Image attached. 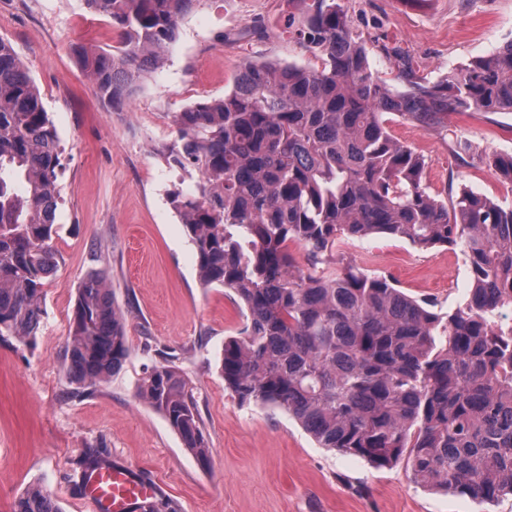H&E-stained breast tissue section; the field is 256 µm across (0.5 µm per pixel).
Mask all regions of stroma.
I'll return each instance as SVG.
<instances>
[{"mask_svg":"<svg viewBox=\"0 0 512 512\" xmlns=\"http://www.w3.org/2000/svg\"><path fill=\"white\" fill-rule=\"evenodd\" d=\"M368 49L372 70L393 90L400 59L434 83L512 40V0H338ZM303 0H200L178 22L163 63L122 107L105 105L75 47L109 48L116 32L85 0H0L8 40L38 86L60 138L64 173L53 245L60 256L45 286L34 341L0 336V512L29 484L49 489L62 512H82L68 479L84 449L168 488L158 512H512V496L490 503L413 482L405 463L377 468L332 448L278 407L240 404L221 373L224 340L244 317L232 292L203 287L194 246L168 202L173 185L196 188L166 153L174 115L223 97L246 61L310 67L314 57L286 31ZM391 134L426 161L432 196L464 186L512 205V185L479 162L512 154V112H456L425 126L398 114ZM470 146L456 153L457 141ZM337 250L370 274L393 276L402 291L448 313L470 288L459 251L419 250L376 235ZM105 270L126 325L129 356L88 394L75 393L64 364L77 288ZM170 365L193 387L209 442L201 464L165 418L139 398L141 378Z\"/></svg>","mask_w":512,"mask_h":512,"instance_id":"obj_1","label":"stroma"}]
</instances>
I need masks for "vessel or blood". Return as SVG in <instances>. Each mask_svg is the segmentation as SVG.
<instances>
[{
    "label": "vessel or blood",
    "instance_id": "vessel-or-blood-1",
    "mask_svg": "<svg viewBox=\"0 0 512 512\" xmlns=\"http://www.w3.org/2000/svg\"><path fill=\"white\" fill-rule=\"evenodd\" d=\"M161 486L123 467L105 468L87 478L84 499L91 512H132L134 505L158 497Z\"/></svg>",
    "mask_w": 512,
    "mask_h": 512
}]
</instances>
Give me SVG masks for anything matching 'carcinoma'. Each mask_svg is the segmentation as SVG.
Returning a JSON list of instances; mask_svg holds the SVG:
<instances>
[{"mask_svg":"<svg viewBox=\"0 0 512 512\" xmlns=\"http://www.w3.org/2000/svg\"><path fill=\"white\" fill-rule=\"evenodd\" d=\"M118 31L110 51L77 49L99 98L122 105L164 59L179 18L199 0H85ZM288 34L320 64L249 62L219 99L175 113L170 167L197 171L192 193L170 190L199 280L232 291L247 323L224 340V383L242 404L284 409L323 448L378 468L406 462L415 482L492 502L512 495V207L465 187L433 197L424 157L384 115L423 124L450 112H512V41L429 85L409 62L392 91L368 63L336 0H306ZM58 132L40 92L0 38V336H37L44 286L58 266L52 233L63 174ZM480 162L512 185V155ZM370 235L419 250L459 248L466 303L440 313L334 256ZM302 249L307 267L295 253ZM66 363L78 393L119 370L125 322L103 271L77 290ZM199 462L209 446L194 389L160 366L138 386ZM110 463L87 448L79 484ZM11 512H60L32 485Z\"/></svg>","mask_w":512,"mask_h":512,"instance_id":"obj_1","label":"carcinoma"}]
</instances>
